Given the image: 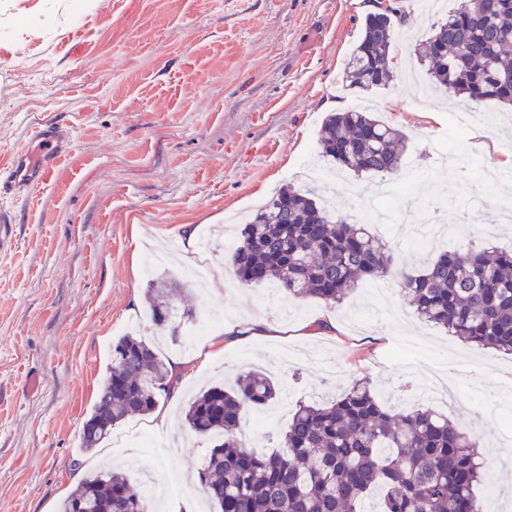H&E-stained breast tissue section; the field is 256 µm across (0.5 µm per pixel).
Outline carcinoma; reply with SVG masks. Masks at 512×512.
Masks as SVG:
<instances>
[{
	"instance_id": "cac0c4a2",
	"label": "carcinoma",
	"mask_w": 512,
	"mask_h": 512,
	"mask_svg": "<svg viewBox=\"0 0 512 512\" xmlns=\"http://www.w3.org/2000/svg\"><path fill=\"white\" fill-rule=\"evenodd\" d=\"M481 12L472 0L432 28L421 44L428 83L460 104L495 101L512 107V0ZM369 13L345 69L351 90L386 87L396 77L393 45L408 21ZM318 143L322 157L357 174L394 175L404 163L406 136L362 109L332 112ZM241 282L273 281L298 298L340 304L362 279H398L406 303L423 320L478 347L512 353V250L469 247L445 251L414 273L396 268L389 245L363 224L335 216L311 190L288 187L267 200L239 230L226 256ZM178 279L153 280L145 298L152 324L179 338L174 297ZM180 376L144 338L127 334L112 344L103 387L83 427L84 449L107 439L130 415H149L172 397ZM273 381L250 370L234 386L214 385L185 411V425L216 439L198 472L202 494L217 512H363L372 493L378 512H483L475 494L487 467L479 445L461 426L429 408L395 411L369 384L356 380L335 399L300 404L282 434L278 454L254 450L240 431L247 408L277 398ZM153 512L139 483L118 471L87 474L61 512Z\"/></svg>"
}]
</instances>
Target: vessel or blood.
<instances>
[{"label": "vessel or blood", "instance_id": "obj_1", "mask_svg": "<svg viewBox=\"0 0 512 512\" xmlns=\"http://www.w3.org/2000/svg\"><path fill=\"white\" fill-rule=\"evenodd\" d=\"M35 138L36 150L17 152L7 164L0 166V196L25 199L51 179L69 144V134L61 127L44 124ZM17 222V214L11 207L0 206V249L11 247Z\"/></svg>", "mask_w": 512, "mask_h": 512}]
</instances>
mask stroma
Masks as SVG:
<instances>
[{
	"label": "stroma",
	"mask_w": 512,
	"mask_h": 512,
	"mask_svg": "<svg viewBox=\"0 0 512 512\" xmlns=\"http://www.w3.org/2000/svg\"><path fill=\"white\" fill-rule=\"evenodd\" d=\"M0 0V164L34 149V132L55 122L70 146L51 180L15 201L17 244L0 254V512H60L75 475L129 464L147 483L175 468L196 485L211 446L186 431L181 411L200 388L232 386L251 369L279 388L275 404L245 410L240 430L259 452H277L297 404L320 403L363 379L396 410L429 407L473 431L495 467L481 486L485 512H512V355L466 344L418 318L397 283L374 298L360 284L338 306L288 296L272 284L239 282L224 256V231L285 186L312 188L322 204L362 219L345 188L371 203L391 183L341 172L308 180L303 164L331 108L371 100L376 116L403 130L406 160L422 167L396 210L417 226L427 213L443 236L417 249L393 223L371 225L398 265L420 270L440 251L474 242L512 249L500 219L503 160L512 159L484 120L497 103L458 122V106L424 82L415 48L437 14L413 12L396 43L398 78L347 90L344 68L376 0ZM194 252L183 257L185 229ZM202 266V287L178 342L151 324L144 292L153 278ZM247 319L269 335L227 341ZM133 332L179 360L181 388L154 415L117 423L99 448H82L112 344ZM224 346H211V338ZM41 381L27 392L29 375Z\"/></svg>",
	"instance_id": "obj_1"
}]
</instances>
